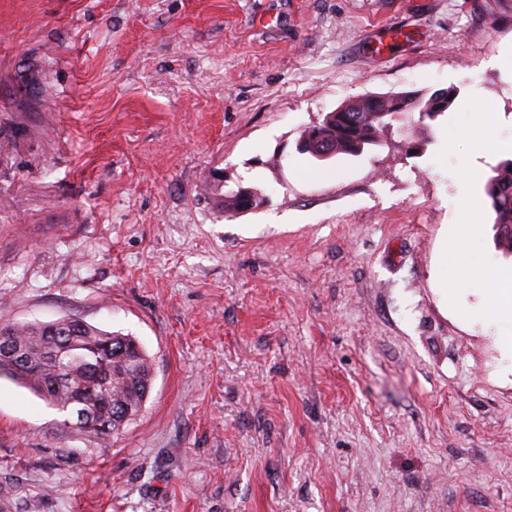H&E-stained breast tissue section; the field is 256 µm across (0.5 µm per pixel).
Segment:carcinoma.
Returning <instances> with one entry per match:
<instances>
[{
  "instance_id": "cac0c4a2",
  "label": "carcinoma",
  "mask_w": 512,
  "mask_h": 512,
  "mask_svg": "<svg viewBox=\"0 0 512 512\" xmlns=\"http://www.w3.org/2000/svg\"><path fill=\"white\" fill-rule=\"evenodd\" d=\"M453 97V89L430 95H364L328 113L319 125L304 128L301 140H323L333 156H359L365 148L380 144L382 136L393 129L405 138L410 137L413 114H418L420 123L434 121L448 110ZM485 193L494 213L497 238L511 251L512 159L494 168ZM70 322L69 316L54 322L61 335L58 343L48 323H1L0 333H6L24 347L36 368L22 378L15 376L11 356L0 349V375L13 377L70 416L74 403H81L83 419H67L65 423L78 432L106 441L140 412L150 391L151 363L132 337L86 322L73 330ZM61 349L70 375L67 380L59 379V365L44 357ZM98 424L108 427V431L98 432Z\"/></svg>"
}]
</instances>
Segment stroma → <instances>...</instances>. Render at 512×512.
I'll return each mask as SVG.
<instances>
[{"label": "stroma", "mask_w": 512, "mask_h": 512, "mask_svg": "<svg viewBox=\"0 0 512 512\" xmlns=\"http://www.w3.org/2000/svg\"><path fill=\"white\" fill-rule=\"evenodd\" d=\"M448 87L410 139L296 150ZM473 95L512 140V0H0V324L152 363L107 443L0 376L5 512H512V381L431 277ZM214 172L261 205L222 213ZM454 89L427 93L364 95L329 112L318 127H305L301 140H324L331 155H361L365 148L379 145L385 132L396 130L410 137L415 126L411 117L417 112L418 123L434 121L443 115L455 98ZM451 97V100H448Z\"/></svg>", "instance_id": "obj_1"}]
</instances>
